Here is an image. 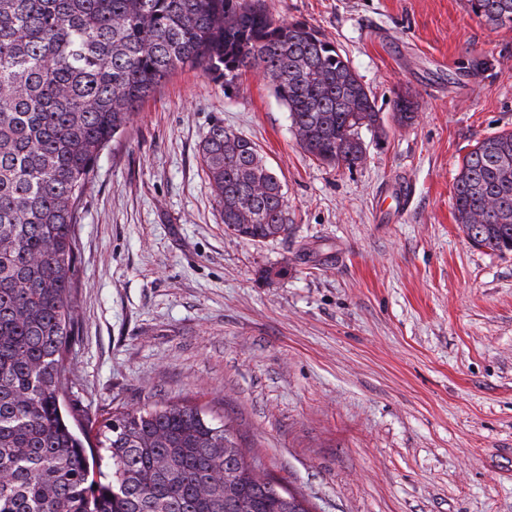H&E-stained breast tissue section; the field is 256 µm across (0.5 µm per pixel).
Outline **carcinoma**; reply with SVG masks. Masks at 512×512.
Wrapping results in <instances>:
<instances>
[{"label": "carcinoma", "mask_w": 512, "mask_h": 512, "mask_svg": "<svg viewBox=\"0 0 512 512\" xmlns=\"http://www.w3.org/2000/svg\"><path fill=\"white\" fill-rule=\"evenodd\" d=\"M512 27V0H466ZM185 66L224 83L260 70L310 157L352 168L380 116L359 74L312 25L262 0H0V512H311L247 461L240 431L198 403L72 399L67 354L79 205L95 163L140 104ZM400 126L416 119L401 98ZM199 159L231 234L291 230L284 185L251 139L214 123ZM455 216L477 246L512 242V131L463 159Z\"/></svg>", "instance_id": "cac0c4a2"}]
</instances>
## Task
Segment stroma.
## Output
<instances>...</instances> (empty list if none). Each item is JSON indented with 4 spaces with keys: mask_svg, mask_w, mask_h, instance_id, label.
Masks as SVG:
<instances>
[{
    "mask_svg": "<svg viewBox=\"0 0 512 512\" xmlns=\"http://www.w3.org/2000/svg\"><path fill=\"white\" fill-rule=\"evenodd\" d=\"M264 3L340 48L381 125L337 168L304 154L267 78H167L80 203L75 394L101 418L206 405L315 512H512V252L475 246L453 199L464 157L512 130V28L466 0ZM217 121L283 181L288 236L226 232L198 159Z\"/></svg>",
    "mask_w": 512,
    "mask_h": 512,
    "instance_id": "obj_1",
    "label": "stroma"
}]
</instances>
